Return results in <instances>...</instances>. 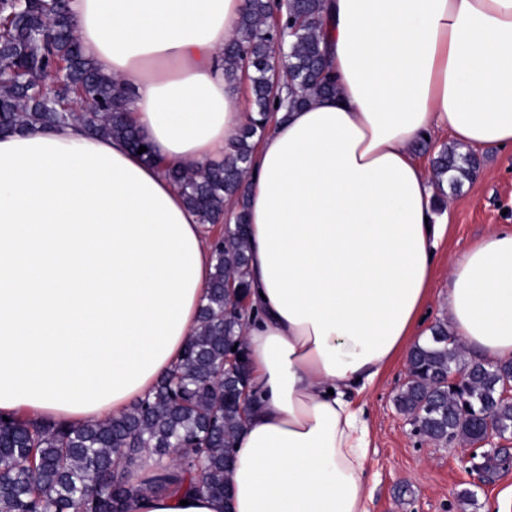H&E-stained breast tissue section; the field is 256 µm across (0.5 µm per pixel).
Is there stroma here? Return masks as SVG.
I'll return each instance as SVG.
<instances>
[{
    "label": "stroma",
    "mask_w": 512,
    "mask_h": 512,
    "mask_svg": "<svg viewBox=\"0 0 512 512\" xmlns=\"http://www.w3.org/2000/svg\"><path fill=\"white\" fill-rule=\"evenodd\" d=\"M480 156L478 176L444 199L450 227L436 252L425 310L429 326L448 318L449 266L490 229L512 226V151L490 145ZM406 380L405 361H395L367 395L371 512H512V469L482 478L463 457V443L438 444L415 433L394 403ZM466 489L474 500L461 501Z\"/></svg>",
    "instance_id": "1"
}]
</instances>
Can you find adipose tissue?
<instances>
[{
	"label": "adipose tissue",
	"mask_w": 512,
	"mask_h": 512,
	"mask_svg": "<svg viewBox=\"0 0 512 512\" xmlns=\"http://www.w3.org/2000/svg\"><path fill=\"white\" fill-rule=\"evenodd\" d=\"M246 0H70L98 69L164 160L246 126L219 58ZM337 96L277 112L245 185L252 391L230 500L172 488L134 512H369L362 401L421 334L447 232L414 143L512 150V0H324ZM212 227L161 168L72 123L0 135V413L116 417L180 359ZM448 333L512 362V228L449 273Z\"/></svg>",
	"instance_id": "ef3b65f1"
}]
</instances>
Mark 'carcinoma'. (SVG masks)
<instances>
[{
    "label": "carcinoma",
    "mask_w": 512,
    "mask_h": 512,
    "mask_svg": "<svg viewBox=\"0 0 512 512\" xmlns=\"http://www.w3.org/2000/svg\"><path fill=\"white\" fill-rule=\"evenodd\" d=\"M323 0H247L237 35L224 46V78L229 83L250 75L251 119L230 145L224 161L206 167L168 166L165 173L202 224H224L211 240L214 265L198 327L185 344L179 363L146 397L121 416L78 426L0 414V512H132L148 495L173 485L229 499L235 442L246 408L241 393L245 371L229 366L232 354L245 351L242 317L248 295V224L224 222L226 204L239 200L256 140L274 114L304 107L312 97L338 94L323 43ZM0 133L80 123L95 137L118 138L140 157L155 161L150 142L130 123V90L122 89L85 56L77 41L68 0H0ZM282 46L275 57L276 46ZM57 74V84L41 75ZM79 112L68 110L76 98ZM476 153L445 146L433 161L439 197L444 176L450 188L477 176ZM408 380L396 397L398 410L416 432L441 443L473 441L490 416L504 435H512V401L500 399L512 362L489 366L461 364L448 322L431 327L424 344L407 358ZM465 373L458 387L448 385V370ZM181 455L169 461L170 449ZM166 462L164 470L133 484L119 472L142 455Z\"/></svg>",
    "instance_id": "carcinoma-1"
}]
</instances>
